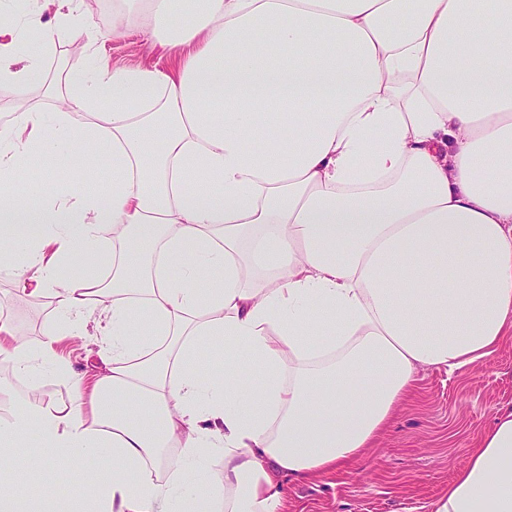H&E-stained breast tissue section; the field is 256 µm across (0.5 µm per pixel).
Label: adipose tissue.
<instances>
[{
    "label": "adipose tissue",
    "mask_w": 512,
    "mask_h": 512,
    "mask_svg": "<svg viewBox=\"0 0 512 512\" xmlns=\"http://www.w3.org/2000/svg\"><path fill=\"white\" fill-rule=\"evenodd\" d=\"M38 5L56 24L31 55L32 18L0 0L19 101L0 123V267L57 319L32 348L0 316V357L70 400H16L1 448L33 430L30 467L95 468L93 512H286V480L363 459L419 368L512 337V0H113L168 72L112 65L81 0ZM83 30L89 70L48 78L44 55ZM78 151L110 178L23 183L32 153ZM97 310L107 339L81 376L58 345ZM88 497L18 479L0 512ZM430 512H512V412Z\"/></svg>",
    "instance_id": "adipose-tissue-1"
}]
</instances>
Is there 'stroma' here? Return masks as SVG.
<instances>
[{"label":"stroma","mask_w":512,"mask_h":512,"mask_svg":"<svg viewBox=\"0 0 512 512\" xmlns=\"http://www.w3.org/2000/svg\"><path fill=\"white\" fill-rule=\"evenodd\" d=\"M87 14L101 33L99 47L113 64L168 68L163 51H147L137 30L130 28L113 37L112 0H95ZM75 172L98 182L110 175L108 169L90 165L79 155H39L31 158L27 178L47 188L57 177ZM0 313L12 317L34 344L56 319L51 297L16 292L14 277L6 270H0ZM103 324L99 315H92L83 338L67 340L65 353L75 371L92 372ZM31 389L44 401L68 400L67 390L51 375L21 381L8 362L0 361V418L10 416L14 395ZM507 410L512 411V339L463 369H420L414 394L399 406L364 460L347 472L287 482L288 512H429L431 502L447 490L482 433Z\"/></svg>","instance_id":"35a3bbf8"}]
</instances>
